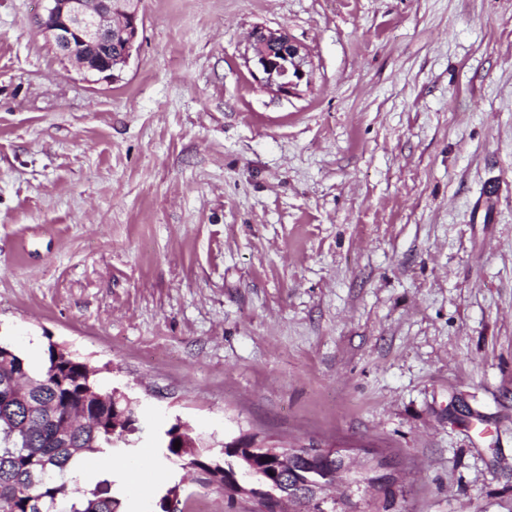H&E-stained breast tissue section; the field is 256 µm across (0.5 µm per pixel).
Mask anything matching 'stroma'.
Returning a JSON list of instances; mask_svg holds the SVG:
<instances>
[{
	"mask_svg": "<svg viewBox=\"0 0 512 512\" xmlns=\"http://www.w3.org/2000/svg\"><path fill=\"white\" fill-rule=\"evenodd\" d=\"M43 6L0 0V339L139 399L124 512L178 419L384 459L341 512H512V0H140L113 82ZM261 32L262 36L256 38ZM252 40V60L261 74L260 81L278 94L288 96L308 82V56L300 43L288 34L260 29Z\"/></svg>",
	"mask_w": 512,
	"mask_h": 512,
	"instance_id": "obj_1",
	"label": "stroma"
}]
</instances>
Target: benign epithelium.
<instances>
[{"label": "benign epithelium", "mask_w": 512, "mask_h": 512, "mask_svg": "<svg viewBox=\"0 0 512 512\" xmlns=\"http://www.w3.org/2000/svg\"><path fill=\"white\" fill-rule=\"evenodd\" d=\"M39 32L64 58L79 71L88 74L115 76L130 61L137 50L136 42L142 19L137 0H45L43 13L36 18ZM262 36L252 40V60L261 74L260 81L275 92L288 96L308 82V56L300 43L288 34L272 29L261 30ZM123 45L121 56L112 58V42ZM235 447L248 453L265 447L266 454L280 463L283 475L297 472L288 469V461L299 462L302 472L319 479L304 484L281 483L268 490L246 473L224 470V491L263 501L276 512L288 508V502L299 498L315 507L330 501L324 495L327 487L340 483L392 488V482L377 475V467L355 468L342 457V464H333L336 449L312 446L292 449L273 448L254 435L242 434L234 438Z\"/></svg>", "instance_id": "7a95c632"}]
</instances>
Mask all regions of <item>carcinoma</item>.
<instances>
[{"label": "carcinoma", "mask_w": 512, "mask_h": 512, "mask_svg": "<svg viewBox=\"0 0 512 512\" xmlns=\"http://www.w3.org/2000/svg\"><path fill=\"white\" fill-rule=\"evenodd\" d=\"M17 375L34 385L52 410L35 414L23 402L25 394L0 391V512H122L112 492L113 481L89 484L73 476L77 463L100 453L133 444L139 420L113 431L112 394L102 392L87 365L71 351L57 354L54 345L39 366L30 365L6 341L0 340V381ZM74 429L69 447L57 434L62 425ZM174 428L165 432L163 458L179 468L189 467L205 489L224 491V450L180 447L174 449Z\"/></svg>", "instance_id": "obj_1"}]
</instances>
